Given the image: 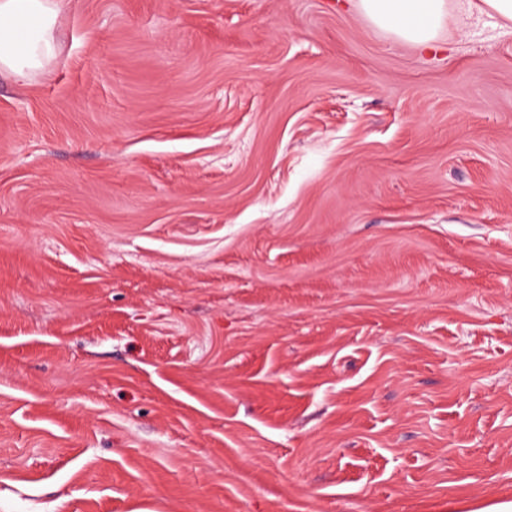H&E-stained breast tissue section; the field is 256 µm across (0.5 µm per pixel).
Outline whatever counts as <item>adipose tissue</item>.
Wrapping results in <instances>:
<instances>
[{
    "instance_id": "1",
    "label": "adipose tissue",
    "mask_w": 512,
    "mask_h": 512,
    "mask_svg": "<svg viewBox=\"0 0 512 512\" xmlns=\"http://www.w3.org/2000/svg\"><path fill=\"white\" fill-rule=\"evenodd\" d=\"M377 27L420 50L438 44L449 20L466 23L472 15L496 19L512 29V0H467L452 13L449 0H351ZM58 0H0V72L18 78L41 69L55 54Z\"/></svg>"
}]
</instances>
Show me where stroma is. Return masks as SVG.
Returning <instances> with one entry per match:
<instances>
[{"instance_id":"35a3bbf8","label":"stroma","mask_w":512,"mask_h":512,"mask_svg":"<svg viewBox=\"0 0 512 512\" xmlns=\"http://www.w3.org/2000/svg\"><path fill=\"white\" fill-rule=\"evenodd\" d=\"M59 0L0 73V512L512 499V31Z\"/></svg>"}]
</instances>
